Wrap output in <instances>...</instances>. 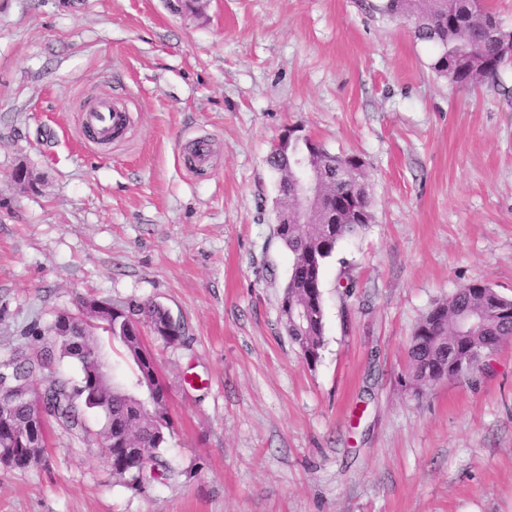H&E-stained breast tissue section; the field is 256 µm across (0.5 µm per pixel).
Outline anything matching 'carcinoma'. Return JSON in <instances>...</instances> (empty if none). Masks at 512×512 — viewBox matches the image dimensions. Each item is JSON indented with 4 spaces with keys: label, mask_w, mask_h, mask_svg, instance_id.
I'll list each match as a JSON object with an SVG mask.
<instances>
[{
    "label": "carcinoma",
    "mask_w": 512,
    "mask_h": 512,
    "mask_svg": "<svg viewBox=\"0 0 512 512\" xmlns=\"http://www.w3.org/2000/svg\"><path fill=\"white\" fill-rule=\"evenodd\" d=\"M374 9L391 19L412 20L413 37L436 48L431 69L453 87L468 89L494 76L504 59L501 36L491 25L493 13L476 0H379ZM302 156L309 158L320 178L322 195L312 203L311 223L283 224L278 237L293 256L282 300L304 304L309 322L303 330L290 320L284 319L282 323L292 343L313 364L323 346V268L338 244L372 223L374 215L364 170L353 171V156L333 154L322 145L310 147L296 135L276 143L268 156L270 167L279 174L278 190L293 186L295 159ZM490 291L492 288L484 287L483 295L490 296ZM481 296L453 295L420 319L408 345L407 370L402 378L409 379L424 362L434 367L442 364L444 356L437 339L445 334L454 335V308L478 305ZM143 323L168 344L182 336L180 324L160 304L129 302L116 306L112 321L102 327L91 317L73 322L65 333L57 332L51 325L34 332L39 342L36 350L13 348L0 357V391L10 395L48 380L43 388L50 408L48 417L69 434L86 437L88 416H99L101 427L95 431V437L104 443L112 441L108 460L112 474L134 490L148 484L152 478L148 471L154 466L143 464L140 456L125 453L123 443L140 444L149 460L156 461L158 450L174 428L167 394L163 391L148 402L144 393L124 383L114 380L94 386L88 383V378L96 372L103 354L95 333L101 328L122 344L134 365V374L150 380L156 361L139 334L138 326ZM473 335L488 336L494 345L499 336L512 337V330H504L490 319ZM64 360L78 366L77 376L56 371Z\"/></svg>",
    "instance_id": "1"
}]
</instances>
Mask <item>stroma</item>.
Masks as SVG:
<instances>
[{"label":"stroma","instance_id":"stroma-1","mask_svg":"<svg viewBox=\"0 0 512 512\" xmlns=\"http://www.w3.org/2000/svg\"><path fill=\"white\" fill-rule=\"evenodd\" d=\"M372 2L0 0V352L87 294L182 327L144 335L174 421L158 480L127 488L54 427L0 467V512H512V343L399 385L428 310L474 282L512 298V58L457 89ZM108 92L130 123L104 148L80 120ZM290 128L363 160L374 214L323 270L313 364L280 316L266 159Z\"/></svg>","mask_w":512,"mask_h":512}]
</instances>
